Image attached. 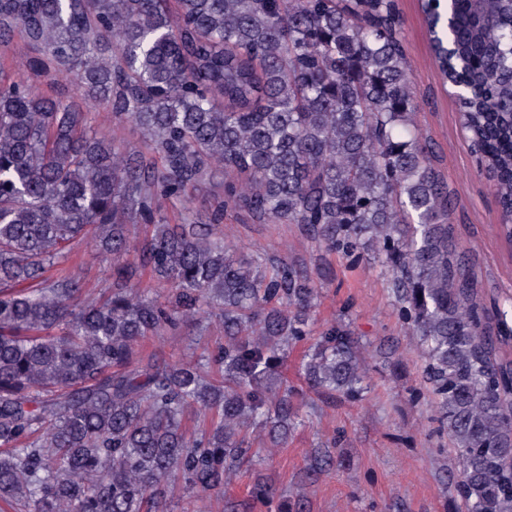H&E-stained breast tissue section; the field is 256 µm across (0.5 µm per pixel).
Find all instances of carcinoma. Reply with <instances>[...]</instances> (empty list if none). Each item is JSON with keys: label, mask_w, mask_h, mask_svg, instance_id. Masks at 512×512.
Returning <instances> with one entry per match:
<instances>
[{"label": "carcinoma", "mask_w": 512, "mask_h": 512, "mask_svg": "<svg viewBox=\"0 0 512 512\" xmlns=\"http://www.w3.org/2000/svg\"><path fill=\"white\" fill-rule=\"evenodd\" d=\"M434 63L461 91V127L512 241V0H420ZM452 17L451 28L444 20ZM42 48L84 104L0 80V501L21 512H165L174 477L224 489L283 448L300 393L277 377L309 336L319 286L286 258L224 246L230 211L298 224L330 252L371 251L416 336L467 512H512V326L483 298L450 223L453 197L414 125L397 0H0V43ZM141 130L119 147L86 105ZM220 171L205 220L163 204ZM145 233L133 242L129 225ZM92 242L112 264L98 302L71 263ZM148 272L163 288H140ZM224 345L171 361L145 340L212 318ZM308 388L362 399L345 325L299 367ZM193 411L200 429L187 435ZM308 453L304 485L336 465ZM274 497L257 482L249 512Z\"/></svg>", "instance_id": "obj_1"}]
</instances>
